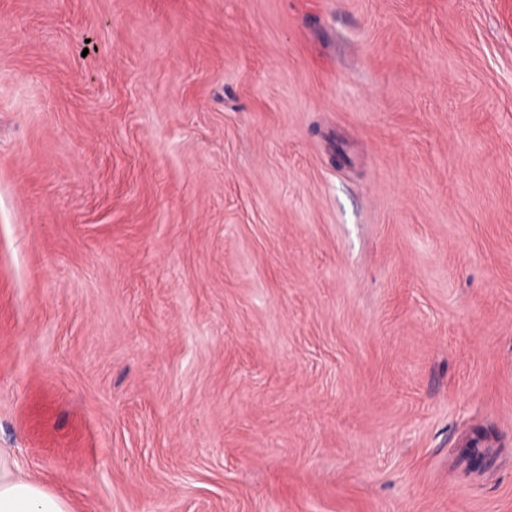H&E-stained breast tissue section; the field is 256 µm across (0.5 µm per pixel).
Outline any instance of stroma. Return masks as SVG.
Returning <instances> with one entry per match:
<instances>
[{"mask_svg": "<svg viewBox=\"0 0 512 512\" xmlns=\"http://www.w3.org/2000/svg\"><path fill=\"white\" fill-rule=\"evenodd\" d=\"M0 462L512 512V0H0Z\"/></svg>", "mask_w": 512, "mask_h": 512, "instance_id": "obj_1", "label": "stroma"}]
</instances>
